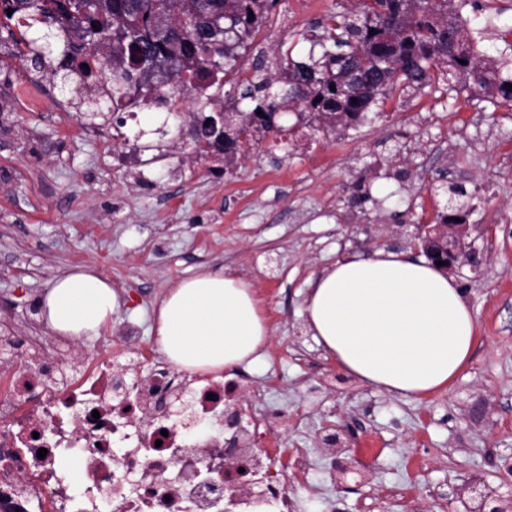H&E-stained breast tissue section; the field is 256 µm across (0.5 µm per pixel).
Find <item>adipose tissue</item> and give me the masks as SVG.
I'll return each mask as SVG.
<instances>
[{
    "label": "adipose tissue",
    "mask_w": 512,
    "mask_h": 512,
    "mask_svg": "<svg viewBox=\"0 0 512 512\" xmlns=\"http://www.w3.org/2000/svg\"><path fill=\"white\" fill-rule=\"evenodd\" d=\"M111 282L90 266L56 277L38 302L52 332L96 336L112 320ZM306 326L326 357L389 395L448 389L466 366L476 318L456 281L426 261L378 249L339 260L308 282ZM154 331L175 366L215 373L259 357L269 338L252 284L203 271L164 294Z\"/></svg>",
    "instance_id": "ef3b65f1"
}]
</instances>
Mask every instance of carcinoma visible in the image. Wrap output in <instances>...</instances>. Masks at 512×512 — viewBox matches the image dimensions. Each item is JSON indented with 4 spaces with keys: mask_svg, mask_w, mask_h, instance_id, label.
<instances>
[{
    "mask_svg": "<svg viewBox=\"0 0 512 512\" xmlns=\"http://www.w3.org/2000/svg\"><path fill=\"white\" fill-rule=\"evenodd\" d=\"M470 0H358L313 24L305 33L307 60L291 51L280 57L282 86L265 73L264 59L253 62L254 74L232 83L235 106L249 107L241 123L252 137L279 134L286 109L309 114L330 130L358 123L382 106L395 90H420L437 80L456 78L458 89L512 101V75L500 74L487 58L473 53L470 20L463 15ZM277 0H104L97 19L99 38L112 39V59H99L86 40L81 0H0V29L32 67L50 81L76 82L70 61L80 54L96 62L101 73L112 72L111 98L120 108L132 90H146L144 105L168 103L142 83L141 67L171 59L180 66V83H220L240 65L253 34L266 22ZM12 13H7V10ZM224 25V34L215 26ZM35 36L30 38L28 33ZM224 38V68L209 66L214 41ZM65 57L61 69L51 57ZM335 89H330V86ZM171 114L158 115L138 130L136 140L169 135ZM244 146L224 136V165Z\"/></svg>",
    "mask_w": 512,
    "mask_h": 512,
    "instance_id": "1",
    "label": "carcinoma"
}]
</instances>
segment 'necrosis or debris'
I'll use <instances>...</instances> for the list:
<instances>
[{
	"mask_svg": "<svg viewBox=\"0 0 512 512\" xmlns=\"http://www.w3.org/2000/svg\"><path fill=\"white\" fill-rule=\"evenodd\" d=\"M9 341L18 364L0 392V512H295L288 483L307 452L248 455L287 421L243 402L236 373L192 379L153 353L123 364L100 349L62 383L63 362L40 337ZM228 410L246 449L236 458ZM70 457L83 463L77 492Z\"/></svg>",
	"mask_w": 512,
	"mask_h": 512,
	"instance_id": "obj_1",
	"label": "necrosis or debris"
}]
</instances>
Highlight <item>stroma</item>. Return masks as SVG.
I'll use <instances>...</instances> for the list:
<instances>
[{
  "label": "stroma",
  "instance_id": "1",
  "mask_svg": "<svg viewBox=\"0 0 512 512\" xmlns=\"http://www.w3.org/2000/svg\"><path fill=\"white\" fill-rule=\"evenodd\" d=\"M350 0H278L254 36V57L277 74L280 54L306 59L302 34ZM485 54L512 61V0L468 8ZM40 75L0 45V321L45 332L37 302L56 277L96 268L117 293L100 335L58 337L80 368L99 346L123 353L156 347L155 311L165 291L204 269L255 284L270 328L267 346L242 365L257 407L288 417L282 447L303 448L308 469L291 485L298 512H465L478 479L512 496V106L449 94L446 83L394 92L355 127L267 135L232 164L199 159L190 144L142 151L138 166L113 165L110 137L47 84L41 108L12 93ZM474 194L465 240L478 267L451 275L478 326L470 360L449 389L392 396L327 359L307 331L308 280L338 258L398 244L434 224L443 178ZM370 198L348 208L352 185Z\"/></svg>",
  "mask_w": 512,
  "mask_h": 512
}]
</instances>
